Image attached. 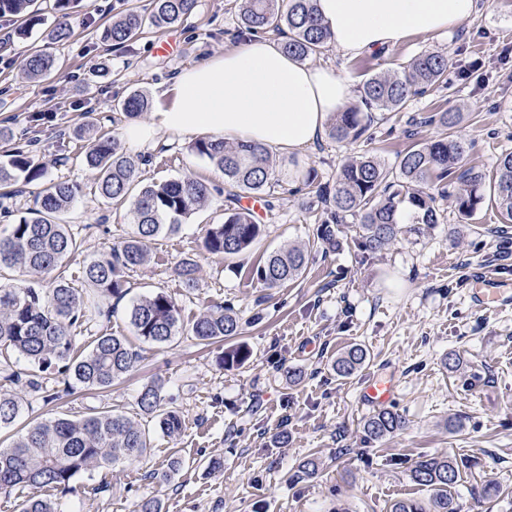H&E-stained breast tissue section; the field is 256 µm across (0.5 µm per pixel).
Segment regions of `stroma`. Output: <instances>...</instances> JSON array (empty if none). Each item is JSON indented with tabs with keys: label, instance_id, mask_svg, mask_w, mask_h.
Segmentation results:
<instances>
[{
	"label": "stroma",
	"instance_id": "35a3bbf8",
	"mask_svg": "<svg viewBox=\"0 0 512 512\" xmlns=\"http://www.w3.org/2000/svg\"><path fill=\"white\" fill-rule=\"evenodd\" d=\"M37 6L44 22L23 35L16 18L0 17V121L20 139L31 115L45 114L36 147L45 179L80 183L81 194L63 216L81 242L67 260L75 270L108 253L130 230L126 210L104 202L81 163L86 140L80 129L93 125L122 140L128 117L120 101L141 91L151 103L141 119L151 120L172 103L181 70L236 46L237 21L230 0H199L181 26L147 31L115 49L101 41L102 29L130 7L149 12L150 0H76L69 18L73 35L63 45L46 36L57 17L55 0H38ZM168 40L173 53L160 52ZM36 50L54 57L56 68L42 79H22ZM425 51L447 55V88L415 97L407 111L376 113L369 138L343 146L325 137L302 156L277 158L275 182L264 194L270 206L257 216L266 232L238 258L202 248L208 225L224 220V175L192 152L194 136L162 134L133 152L141 183L191 177L216 192L177 233L154 241L150 262L129 278V297L109 315L92 317L76 338L81 351L105 332L131 338L142 356L134 372L110 389L77 386L69 395L61 379L49 378L46 387L61 397L48 404L24 383L13 386L24 424L109 408L152 432L143 461L97 470L73 490L55 492L63 512H134L145 496L161 499L164 512H389L394 501L430 495L410 477L414 460L448 454L476 462L448 491L462 512H512V301L485 307L471 299L478 273L512 283V224H502L495 208L483 205L467 219L452 198L440 197L443 223L418 236L401 235L382 252L364 253L356 228L347 225L335 250L312 251L294 284L268 290L251 279L271 252L312 240L316 217L303 185L307 170H316L322 189L330 190L348 158L370 153L395 165L411 141L425 142L438 132L422 125L415 139H407L411 117L460 113L457 133L468 161L484 172L512 151V0H479L472 18L443 35H414L376 55L350 57L332 48L316 62L334 66L358 87L375 73L402 71ZM104 59L112 69L106 77L97 72ZM187 254L201 265L193 289L175 273ZM160 288L176 298L188 320L214 304H232L241 326L235 342L250 350V359L227 368L217 346L198 345L186 335L166 347L135 339L131 300ZM354 343L367 350V362L351 376H336L337 355ZM450 353L459 357V370L445 368ZM372 375L394 382L393 406L404 426L369 444L362 426L373 409L364 404L361 386ZM157 376L183 419L174 439L155 432L136 405L142 386ZM175 452L182 469L166 481L151 478V471L166 470ZM215 457L223 461L216 473L208 469ZM308 457L318 459L317 475L292 482ZM489 480L504 496L480 498Z\"/></svg>",
	"mask_w": 512,
	"mask_h": 512
}]
</instances>
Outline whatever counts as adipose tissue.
<instances>
[{
    "label": "adipose tissue",
    "mask_w": 512,
    "mask_h": 512,
    "mask_svg": "<svg viewBox=\"0 0 512 512\" xmlns=\"http://www.w3.org/2000/svg\"><path fill=\"white\" fill-rule=\"evenodd\" d=\"M477 0H316V14L342 54L381 51L412 35L448 31L477 11ZM173 103L151 122L131 120L133 150L162 133L241 139L292 155L321 138L328 118L354 99L331 65L312 66L277 41L253 37L180 72Z\"/></svg>",
    "instance_id": "1"
}]
</instances>
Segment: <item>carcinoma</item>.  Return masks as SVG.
I'll use <instances>...</instances> for the list:
<instances>
[{
    "mask_svg": "<svg viewBox=\"0 0 512 512\" xmlns=\"http://www.w3.org/2000/svg\"><path fill=\"white\" fill-rule=\"evenodd\" d=\"M33 0H0V15L22 18L20 33L43 23L29 11ZM73 0H55L61 15L50 30L51 40L70 38L71 27L64 21ZM240 36L270 35L282 39L285 52L306 61L330 47V32L315 15L314 0H234ZM198 7V0H151L149 16L127 11L104 28L101 39L123 48L142 35L145 26L157 30L186 21ZM55 60L42 52L32 53L21 77L39 79L51 74ZM448 56L424 52L414 57L400 74H376L360 88V101L331 117L329 136L338 143H353L367 130L369 111L402 112L412 97L446 83ZM121 108L131 118L150 108L139 92L126 97ZM434 124L438 135L416 144L399 155L398 168H387L372 155L346 162L336 176L334 192H319L320 224L314 243L335 250L336 233L347 222L357 225L363 251L376 253L393 243L402 232L420 234L421 225L440 223L436 195L448 193V179L461 186L455 203L459 214L473 216L485 202L494 204L505 224L512 222V152L501 154L495 172L487 175L468 165L466 146L455 135L458 114L446 110L411 119L407 137L418 124ZM191 150L209 160L224 173V192L229 201L249 194H261L271 184L275 162L263 147L244 141L228 142L210 136L194 142ZM84 165L95 173L100 197L109 205L124 207L133 229L101 259L82 268L79 279L93 288L83 296L74 288L73 277L62 269L65 259L76 254L81 242L64 224L62 215L80 195L82 187L69 180L43 184L33 196L26 215L0 230V269L19 268L33 276L55 273L44 285L39 279L15 286L0 285V367L4 380L15 383L26 377L34 392L43 390L44 376L57 373L64 382L89 390H103L136 369L141 360L128 339L113 333L95 337L87 351L78 352V329L89 320V312L101 311L99 300H122L128 294L127 276L150 259V244L163 233H175L182 219L209 200L206 184L189 178L169 179L140 185L135 181V164L117 141L104 134H91L82 152ZM43 168L30 152L17 148L0 159V194L18 196L24 187L42 179ZM410 226L402 228L403 221ZM265 225L246 208L230 209L224 222L211 224L203 239V249L213 255L232 258L250 250L262 237ZM308 250L291 247L275 253L257 267L256 280L267 289L281 288L297 280L307 268ZM201 266L196 257L181 259L176 273L187 288L196 285ZM130 324L144 342L166 345L186 333L200 344H215L239 335V316L234 307L220 304L185 323L176 299L163 289L134 301ZM26 363L23 372L13 370L10 354ZM249 358L242 346L222 353L220 360L241 365ZM367 360L359 344L349 346L336 359L333 370L339 377L351 375ZM165 384L156 378L146 384L136 398L141 413L154 420L163 435L178 436L183 428L180 412L165 403ZM21 399L11 390H0V432L14 429L22 415ZM404 426L394 409L383 408L365 419L363 433L368 442L380 441ZM150 437L130 418L111 410L80 419L58 417L33 421L21 428L10 446H0V492L24 493L19 512H61L59 504L45 496L48 491L69 488L77 478L100 468L142 459ZM468 469L463 455L426 456L414 462L411 479L429 488L426 499L400 500L390 512H461L448 496Z\"/></svg>",
    "mask_w": 512,
    "mask_h": 512,
    "instance_id": "1",
    "label": "carcinoma"
}]
</instances>
